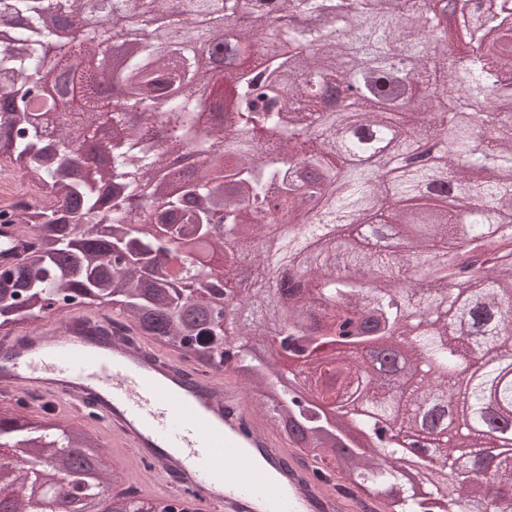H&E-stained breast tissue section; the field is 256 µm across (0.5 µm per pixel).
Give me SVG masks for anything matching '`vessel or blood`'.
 Instances as JSON below:
<instances>
[{"label":"vessel or blood","instance_id":"obj_1","mask_svg":"<svg viewBox=\"0 0 512 512\" xmlns=\"http://www.w3.org/2000/svg\"><path fill=\"white\" fill-rule=\"evenodd\" d=\"M27 233L0 224V270L27 253ZM104 311L0 340V403L37 393L52 409L105 425L127 454L160 469L165 496L206 512H356L261 428L231 379L194 373L146 341L104 335Z\"/></svg>","mask_w":512,"mask_h":512}]
</instances>
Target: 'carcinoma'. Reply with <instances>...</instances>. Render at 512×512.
Here are the masks:
<instances>
[{"instance_id": "carcinoma-1", "label": "carcinoma", "mask_w": 512, "mask_h": 512, "mask_svg": "<svg viewBox=\"0 0 512 512\" xmlns=\"http://www.w3.org/2000/svg\"><path fill=\"white\" fill-rule=\"evenodd\" d=\"M91 0H0V77L24 99L45 67L87 88L44 103L71 113L112 167L83 178L58 154L72 124L43 133L0 93L4 162L26 170L41 202L13 215L31 250L0 271V322L45 317L51 301L112 312L111 324L219 370L236 362L244 388L270 386L261 406L288 446L368 487L374 512H428L399 472L410 463L448 477L447 512H512V0H112L129 28L123 62L72 41L48 57L60 28ZM318 16L308 25L301 18ZM223 41L214 66L206 45ZM362 101L320 96L345 82ZM120 90L116 99L101 88ZM222 120L204 128L200 115ZM104 123L122 131L95 138ZM169 148L204 160L187 177L158 179ZM154 234L141 231L143 214ZM391 229L394 247L355 234ZM222 255L238 288L230 324L201 292ZM289 267L288 301L260 284ZM281 337L283 358L256 359L233 336ZM406 337L403 389L370 355ZM491 355L468 382L463 366ZM308 374L298 392L281 364ZM50 461L41 477L84 496L109 490L99 439L25 408L0 409V446ZM88 463L72 465L69 449ZM29 474L0 455V487Z\"/></svg>"}]
</instances>
